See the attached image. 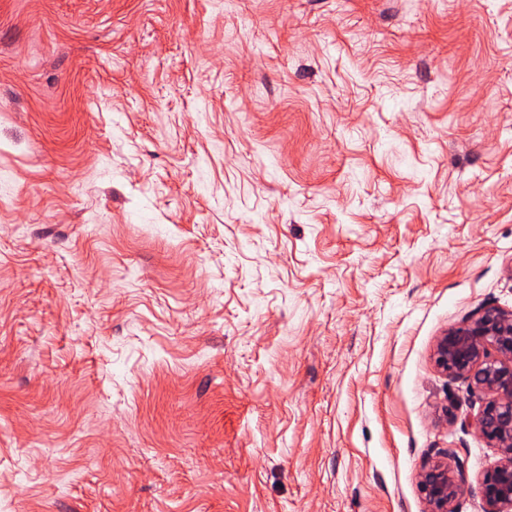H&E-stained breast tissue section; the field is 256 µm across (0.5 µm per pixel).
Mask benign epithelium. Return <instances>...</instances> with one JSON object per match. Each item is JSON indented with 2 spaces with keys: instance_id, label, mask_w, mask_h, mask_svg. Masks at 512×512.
Listing matches in <instances>:
<instances>
[{
  "instance_id": "benign-epithelium-1",
  "label": "benign epithelium",
  "mask_w": 512,
  "mask_h": 512,
  "mask_svg": "<svg viewBox=\"0 0 512 512\" xmlns=\"http://www.w3.org/2000/svg\"><path fill=\"white\" fill-rule=\"evenodd\" d=\"M436 368L467 383L481 405L473 417L477 432L500 457L477 478L482 512H512V309L485 306L452 325L433 352ZM418 487L427 512H454L468 482L453 450L426 462Z\"/></svg>"
}]
</instances>
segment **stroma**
I'll return each mask as SVG.
<instances>
[{"label":"stroma","instance_id":"stroma-1","mask_svg":"<svg viewBox=\"0 0 512 512\" xmlns=\"http://www.w3.org/2000/svg\"><path fill=\"white\" fill-rule=\"evenodd\" d=\"M487 305L512 0H0V512H426Z\"/></svg>","mask_w":512,"mask_h":512}]
</instances>
